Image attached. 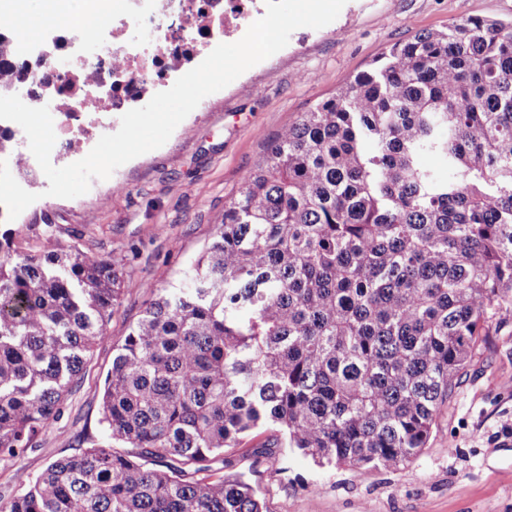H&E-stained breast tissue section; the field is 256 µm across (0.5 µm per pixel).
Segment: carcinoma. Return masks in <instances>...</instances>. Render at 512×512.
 I'll return each mask as SVG.
<instances>
[{"label":"carcinoma","mask_w":512,"mask_h":512,"mask_svg":"<svg viewBox=\"0 0 512 512\" xmlns=\"http://www.w3.org/2000/svg\"><path fill=\"white\" fill-rule=\"evenodd\" d=\"M424 155L438 168L424 166ZM0 229V459L58 421L133 282ZM174 288L147 285L100 400L107 443L0 512H266L243 440L320 467L418 456L512 308V25L420 32L284 127Z\"/></svg>","instance_id":"cac0c4a2"}]
</instances>
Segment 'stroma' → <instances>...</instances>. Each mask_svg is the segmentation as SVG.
<instances>
[{"mask_svg":"<svg viewBox=\"0 0 512 512\" xmlns=\"http://www.w3.org/2000/svg\"><path fill=\"white\" fill-rule=\"evenodd\" d=\"M469 17L512 22V0H347L335 21L295 30L280 53L204 98L160 148L118 167L74 199L46 196L44 173L24 180L38 196L11 228L20 249L37 248L44 225L62 245L118 262L134 281L180 283L211 242L242 174L266 143L329 98L389 46ZM148 295H125L80 389L37 448L0 461V494L27 485L49 463L74 455L79 432L103 441L99 401L113 348L141 317ZM245 473L267 512H512V312L497 315L441 411L422 453L399 469L321 468L300 453L269 459L243 445Z\"/></svg>","mask_w":512,"mask_h":512,"instance_id":"1","label":"stroma"}]
</instances>
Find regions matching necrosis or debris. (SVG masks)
I'll return each instance as SVG.
<instances>
[{
  "instance_id": "obj_1",
  "label": "necrosis or debris",
  "mask_w": 512,
  "mask_h": 512,
  "mask_svg": "<svg viewBox=\"0 0 512 512\" xmlns=\"http://www.w3.org/2000/svg\"><path fill=\"white\" fill-rule=\"evenodd\" d=\"M265 0H112V42L97 31L76 36L64 22L49 21L65 44L83 40L87 51L39 57L29 42L14 41L13 55L26 69L16 93L32 107H48L56 149L82 152L86 141L109 133L106 110L127 111L165 86L173 74L213 39L238 35Z\"/></svg>"
}]
</instances>
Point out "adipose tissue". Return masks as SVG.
Listing matches in <instances>:
<instances>
[{"label": "adipose tissue", "instance_id": "ef3b65f1", "mask_svg": "<svg viewBox=\"0 0 512 512\" xmlns=\"http://www.w3.org/2000/svg\"><path fill=\"white\" fill-rule=\"evenodd\" d=\"M112 12V0H0V16L15 23L25 39L38 38L49 19L64 17L75 31L97 27Z\"/></svg>", "mask_w": 512, "mask_h": 512}]
</instances>
